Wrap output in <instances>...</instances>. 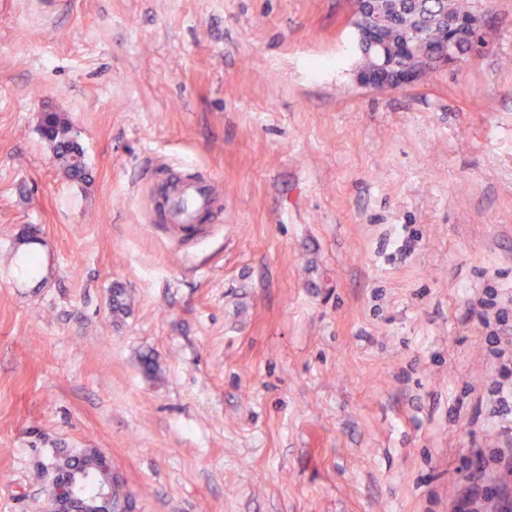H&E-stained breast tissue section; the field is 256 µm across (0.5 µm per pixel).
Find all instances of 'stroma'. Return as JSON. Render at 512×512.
Masks as SVG:
<instances>
[{"mask_svg":"<svg viewBox=\"0 0 512 512\" xmlns=\"http://www.w3.org/2000/svg\"><path fill=\"white\" fill-rule=\"evenodd\" d=\"M488 5L490 52L380 91L348 0H0V512H45L60 448L111 457L136 512H450L469 449L512 443L468 301L512 290ZM166 159L222 219L148 223ZM39 129L42 137L49 143L55 165L62 174L71 181L89 183L90 175L84 152L73 136V128L68 117L59 112H43ZM74 152L82 153L80 164L71 160Z\"/></svg>","mask_w":512,"mask_h":512,"instance_id":"stroma-1","label":"stroma"}]
</instances>
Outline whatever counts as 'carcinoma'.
Returning <instances> with one entry per match:
<instances>
[{
  "instance_id": "obj_1",
  "label": "carcinoma",
  "mask_w": 512,
  "mask_h": 512,
  "mask_svg": "<svg viewBox=\"0 0 512 512\" xmlns=\"http://www.w3.org/2000/svg\"><path fill=\"white\" fill-rule=\"evenodd\" d=\"M370 10L377 17L379 42L388 48L385 63H377L373 52L364 50L361 70L365 73L388 70L395 72L416 63L408 34L412 29L423 33L424 49L429 56L440 52L450 44L458 46L461 53L474 50L481 37L474 23L488 11L486 0H371ZM39 129L44 131L53 152L56 167L71 181L90 182L86 162L76 164L73 153L82 151L73 136L71 121L59 112H44ZM129 309V298L123 288L112 289V317L119 319ZM103 463L101 452L96 448H82L71 453H57L55 467L61 473L77 470L87 477L83 495L91 499L96 495L99 471Z\"/></svg>"
}]
</instances>
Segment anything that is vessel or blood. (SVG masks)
I'll list each match as a JSON object with an SVG mask.
<instances>
[{"instance_id":"b4317fda","label":"vessel or blood","mask_w":512,"mask_h":512,"mask_svg":"<svg viewBox=\"0 0 512 512\" xmlns=\"http://www.w3.org/2000/svg\"><path fill=\"white\" fill-rule=\"evenodd\" d=\"M152 212L163 224L188 226L205 214L224 210V188L213 176L170 166L165 178L155 186Z\"/></svg>"}]
</instances>
